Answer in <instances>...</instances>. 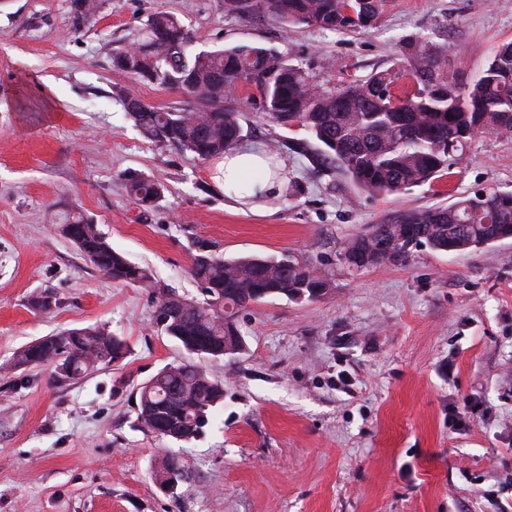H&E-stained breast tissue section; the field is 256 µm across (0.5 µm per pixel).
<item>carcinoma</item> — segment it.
Masks as SVG:
<instances>
[{
  "instance_id": "carcinoma-1",
  "label": "carcinoma",
  "mask_w": 512,
  "mask_h": 512,
  "mask_svg": "<svg viewBox=\"0 0 512 512\" xmlns=\"http://www.w3.org/2000/svg\"><path fill=\"white\" fill-rule=\"evenodd\" d=\"M239 13L262 11L283 23L309 24L337 31L362 32L375 27L388 0H229ZM101 0H71L76 21L67 36L78 38L94 18ZM190 36L173 15L153 14L142 39L116 50L113 69L139 83L173 89L182 85L193 100L190 109L165 110L117 85L114 94L142 136L163 149L190 153L202 161L243 146L240 112L234 106L243 85L255 89L259 109L285 129H304L317 145L322 165L340 164L362 189L397 195L446 175L454 157L477 133L512 135V42L498 46L484 75L462 86L445 69L447 45L416 40L401 51L398 68L344 80L331 88L313 85L300 68L275 50L234 46L189 52ZM411 89L399 88L404 78ZM128 195L141 208L155 209L165 198L161 181L139 171L123 175ZM62 236L83 258L112 281L153 286L147 267L131 263L112 248L93 220L79 210L59 223ZM512 237V193L489 191L461 197L450 205L410 210L386 224H373L349 240L339 260L354 270L381 263L403 264L414 249L470 252L490 238ZM191 275L204 302L162 288L155 297L153 326L199 358L240 353L245 342L237 327L238 309L265 298L315 300L332 288L328 273L288 253L281 256L224 257L200 244ZM31 309L49 314L56 301L35 294ZM127 345L97 326L44 336L14 354V369L54 364L71 380L88 366L119 362ZM140 427L162 438L188 442L209 424L223 401V385L194 363L165 366L138 389ZM184 477L180 460L170 455L155 479Z\"/></svg>"
}]
</instances>
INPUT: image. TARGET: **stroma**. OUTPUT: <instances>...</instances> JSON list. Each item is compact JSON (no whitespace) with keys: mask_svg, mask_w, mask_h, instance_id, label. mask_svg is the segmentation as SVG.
<instances>
[{"mask_svg":"<svg viewBox=\"0 0 512 512\" xmlns=\"http://www.w3.org/2000/svg\"><path fill=\"white\" fill-rule=\"evenodd\" d=\"M158 11L195 50L272 48L321 87L395 67L418 36L447 43L466 84L512 40V0H390L361 33L245 17L229 0H104L75 41L70 0H0V512H512V238L359 272L338 257L402 211L512 192V137L479 133L449 177L374 195L290 150L307 133L273 125L244 86L246 145L285 142L288 167L280 194L233 202L219 161L155 147L112 97L125 81L113 51ZM128 170L166 184L160 207L141 212ZM73 207L154 288L200 297L198 240L227 257L293 252L334 286L239 309L244 351L201 361L223 404L197 439H162L137 428L136 392L189 354L153 329L154 288L113 283L55 232ZM43 291L47 316L28 305ZM89 325L127 357L65 382L51 365L10 368L30 342ZM171 454L184 469L172 494L154 476Z\"/></svg>","mask_w":512,"mask_h":512,"instance_id":"35a3bbf8","label":"stroma"}]
</instances>
